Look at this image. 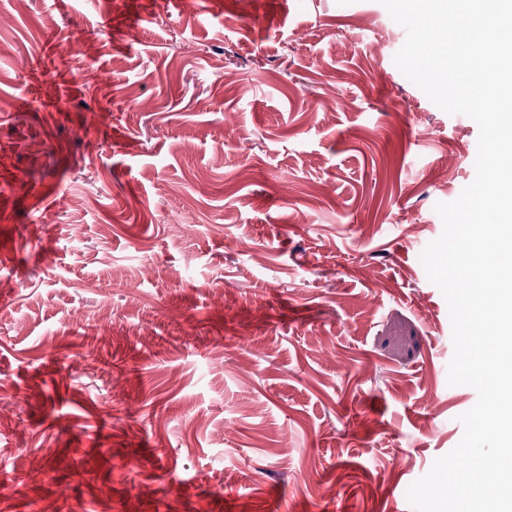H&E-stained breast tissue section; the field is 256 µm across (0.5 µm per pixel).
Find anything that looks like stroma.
Returning a JSON list of instances; mask_svg holds the SVG:
<instances>
[{"instance_id": "stroma-1", "label": "stroma", "mask_w": 512, "mask_h": 512, "mask_svg": "<svg viewBox=\"0 0 512 512\" xmlns=\"http://www.w3.org/2000/svg\"><path fill=\"white\" fill-rule=\"evenodd\" d=\"M0 16V512H413L477 400L420 255L479 128L395 65L405 29L379 0Z\"/></svg>"}]
</instances>
